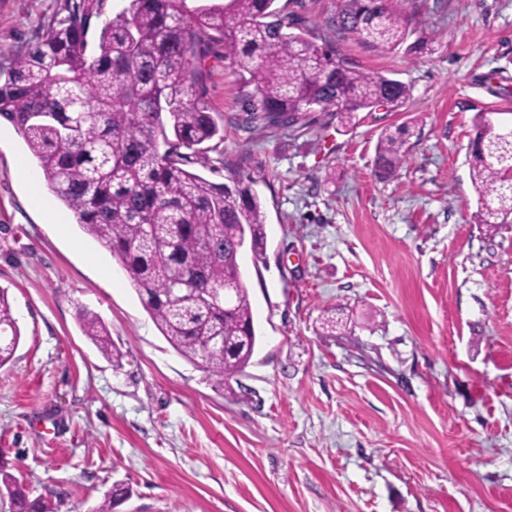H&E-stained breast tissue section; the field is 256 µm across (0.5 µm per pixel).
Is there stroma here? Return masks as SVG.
<instances>
[{
  "label": "stroma",
  "mask_w": 512,
  "mask_h": 512,
  "mask_svg": "<svg viewBox=\"0 0 512 512\" xmlns=\"http://www.w3.org/2000/svg\"><path fill=\"white\" fill-rule=\"evenodd\" d=\"M63 0H0V72ZM294 31L337 40L363 72L403 82V107L345 125L312 114L251 134L229 51L195 91L224 127L192 169L240 170L266 215L240 265L257 344L223 386L179 355L111 252L0 125V287L20 342L0 367V478L57 512H512V222L475 220L468 146L479 112L512 113V0H391L430 45L376 50L329 20L339 0H276ZM415 124L381 179L382 133ZM58 223H45L44 208ZM335 309V335L321 333ZM96 313L120 364L83 335Z\"/></svg>",
  "instance_id": "stroma-1"
}]
</instances>
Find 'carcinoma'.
<instances>
[{"mask_svg": "<svg viewBox=\"0 0 512 512\" xmlns=\"http://www.w3.org/2000/svg\"><path fill=\"white\" fill-rule=\"evenodd\" d=\"M66 0V15L0 80V120L23 138L47 186L85 232L108 248L172 347L219 385L256 346L253 313L238 254L263 250L266 216L250 185L189 170L202 145L224 138L208 106L193 94L211 44L232 55L246 132L294 131L311 106L350 122L361 110L399 108L409 89L367 74L333 43H315L275 8L276 0H223L185 9L186 0ZM332 25L368 46L409 52L412 17L389 0H341ZM470 171L480 224L512 215V142L486 114L476 115ZM409 130L380 138L375 170L394 176L407 161ZM234 288L224 305V281ZM85 336L117 361L105 324L80 314ZM20 341L7 290L0 288V366ZM17 512H55L40 496L8 481Z\"/></svg>", "mask_w": 512, "mask_h": 512, "instance_id": "1", "label": "carcinoma"}]
</instances>
